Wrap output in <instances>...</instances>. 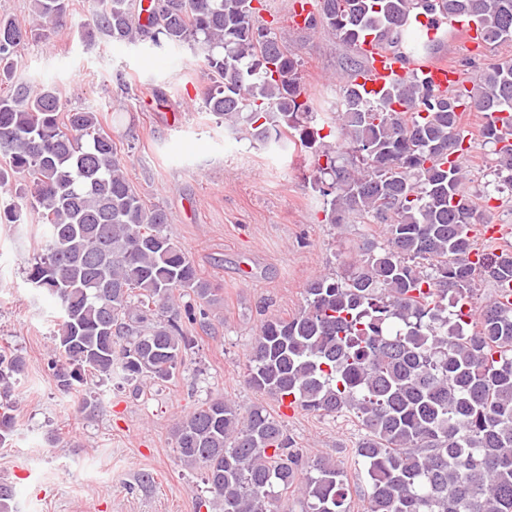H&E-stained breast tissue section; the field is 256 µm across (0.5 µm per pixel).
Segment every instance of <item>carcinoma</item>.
<instances>
[{
	"label": "carcinoma",
	"instance_id": "1",
	"mask_svg": "<svg viewBox=\"0 0 512 512\" xmlns=\"http://www.w3.org/2000/svg\"><path fill=\"white\" fill-rule=\"evenodd\" d=\"M421 2L430 13L477 18L488 45L512 39V0ZM251 3L151 0L142 17L134 0H94L81 32L88 41L191 44L215 79L207 112L254 142L307 152L328 223L356 215L385 227L384 241L367 244L347 275L314 278L298 313L263 323L247 384L291 396L307 412L355 415L364 435L353 464L366 470V512H512V304L465 310L477 278L508 288L512 254L468 260L476 206L462 168L449 164L463 150L458 110L474 107L485 113L495 180L512 189V60L486 66L463 97L406 81L370 99L349 79L336 112H318L304 97L300 60L257 23ZM413 5L319 0L307 25L349 47L377 33L419 50L401 28ZM69 6L33 0L29 30L0 17V83L19 48L63 23ZM395 102L409 111H386ZM319 120L333 124L334 142L323 141ZM0 153L8 158L0 187L26 179L0 205V224H21L36 208L46 227L28 281L61 304L59 355L49 363L59 390L117 370L128 381L169 380L193 348L184 323L204 315L180 297L211 305L219 288L167 233V213L144 205L96 114L65 110L49 85L3 93ZM25 367L0 353L1 446ZM173 438L180 458L203 469L222 512H280L293 486L302 512H349L345 468L304 455L263 406L243 414L212 398L176 423Z\"/></svg>",
	"mask_w": 512,
	"mask_h": 512
}]
</instances>
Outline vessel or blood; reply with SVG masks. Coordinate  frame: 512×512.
Masks as SVG:
<instances>
[{
    "label": "vessel or blood",
    "mask_w": 512,
    "mask_h": 512,
    "mask_svg": "<svg viewBox=\"0 0 512 512\" xmlns=\"http://www.w3.org/2000/svg\"><path fill=\"white\" fill-rule=\"evenodd\" d=\"M405 25L425 39L428 51L412 55L399 47L384 46L376 35L365 36L354 46L355 53L364 59L363 69L355 78L364 93L375 98L388 86L405 80H421L441 91L456 88L461 81L460 72L449 64L441 47L452 36L472 45L479 44L477 21L462 16L448 19L413 10L407 13Z\"/></svg>",
    "instance_id": "1"
}]
</instances>
